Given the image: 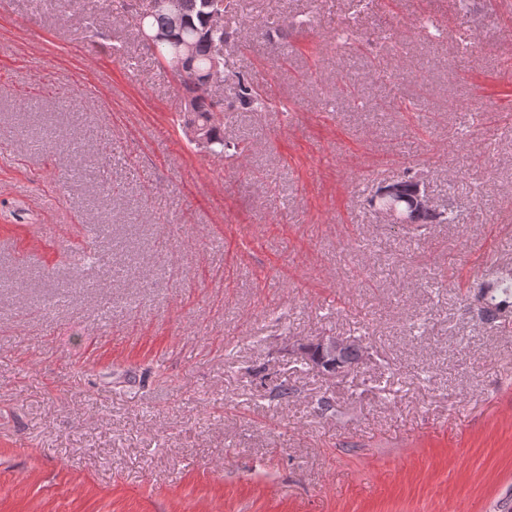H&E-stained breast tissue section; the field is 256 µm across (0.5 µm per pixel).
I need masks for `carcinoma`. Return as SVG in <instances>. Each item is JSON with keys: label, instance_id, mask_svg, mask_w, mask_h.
Returning <instances> with one entry per match:
<instances>
[{"label": "carcinoma", "instance_id": "1", "mask_svg": "<svg viewBox=\"0 0 512 512\" xmlns=\"http://www.w3.org/2000/svg\"><path fill=\"white\" fill-rule=\"evenodd\" d=\"M212 0H183V18L181 24L174 26L170 16L161 10L150 13L127 14L128 22L136 28L146 30L164 29L169 38L153 44L151 50L159 63L169 60L184 44L193 47L189 70L178 73L176 78L181 95L183 126L190 133L195 145L213 153H224L230 149V142L224 140V95L209 91L203 87L206 77L215 61H224V45L233 37L228 21L224 20L215 27L211 22ZM235 103L247 112H265L271 108L266 92L255 87L242 76L236 77ZM413 224H431L436 220L455 221L453 212L443 217L431 209L408 208ZM474 303L486 320L495 318L496 313L512 305V269L500 270L484 287L474 295Z\"/></svg>", "mask_w": 512, "mask_h": 512}]
</instances>
